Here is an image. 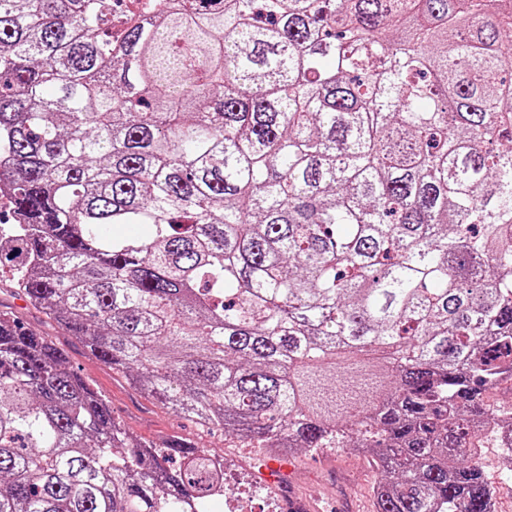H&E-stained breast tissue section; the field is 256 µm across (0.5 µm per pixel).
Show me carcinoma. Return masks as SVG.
I'll list each match as a JSON object with an SVG mask.
<instances>
[{
	"label": "carcinoma",
	"mask_w": 512,
	"mask_h": 512,
	"mask_svg": "<svg viewBox=\"0 0 512 512\" xmlns=\"http://www.w3.org/2000/svg\"><path fill=\"white\" fill-rule=\"evenodd\" d=\"M0 0V266L159 409L279 459L354 448L375 512H495L512 357V0ZM0 310V512H209ZM149 8L148 0H121L115 2L114 9L120 15V21L113 30L112 23V40H116L119 36L124 25L121 21L126 22L127 18L133 15H142L145 13V9ZM484 440L486 448H482L479 464L495 488L496 512H512V479L504 477L500 469V448L489 435Z\"/></svg>",
	"instance_id": "carcinoma-1"
}]
</instances>
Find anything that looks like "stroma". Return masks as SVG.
Listing matches in <instances>:
<instances>
[{"label":"stroma","mask_w":512,"mask_h":512,"mask_svg":"<svg viewBox=\"0 0 512 512\" xmlns=\"http://www.w3.org/2000/svg\"><path fill=\"white\" fill-rule=\"evenodd\" d=\"M60 341L68 351L70 367L107 398L113 414L130 430L158 443L175 434L195 437L189 422L159 410L151 397L129 389L111 368L68 336H61ZM202 443L229 458L224 483L231 496H242L247 512H283L282 503L292 491L308 499L310 512H375L376 471L368 455L349 448L297 453L287 459L292 481L287 488L261 479V449L217 436L203 438ZM479 464L496 491V512H512V479L504 477L500 469V450L493 440H486Z\"/></svg>","instance_id":"35a3bbf8"}]
</instances>
